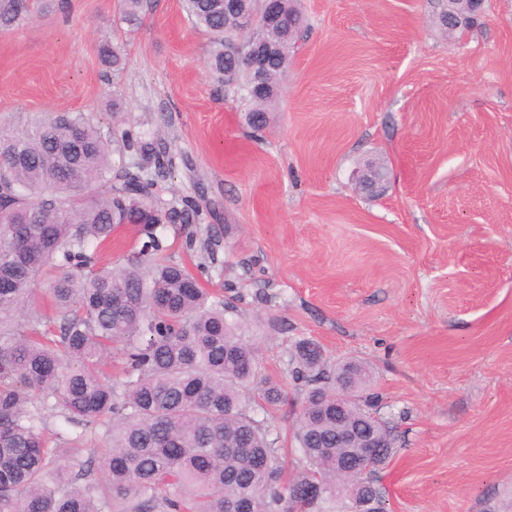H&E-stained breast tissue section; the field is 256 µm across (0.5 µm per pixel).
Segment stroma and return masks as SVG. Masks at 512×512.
<instances>
[{
	"label": "stroma",
	"mask_w": 512,
	"mask_h": 512,
	"mask_svg": "<svg viewBox=\"0 0 512 512\" xmlns=\"http://www.w3.org/2000/svg\"><path fill=\"white\" fill-rule=\"evenodd\" d=\"M0 31V123L86 112L179 158L157 204L212 201L203 285L238 298L289 462L292 340L373 369L398 426L388 512H482L512 492V0L444 31L436 0H301L305 23L263 130L214 80L180 0H39ZM123 49L115 72L101 40ZM120 110H113V102ZM390 169L361 187L368 163Z\"/></svg>",
	"instance_id": "35a3bbf8"
}]
</instances>
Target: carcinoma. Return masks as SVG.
Segmentation results:
<instances>
[{
  "label": "carcinoma",
  "mask_w": 512,
  "mask_h": 512,
  "mask_svg": "<svg viewBox=\"0 0 512 512\" xmlns=\"http://www.w3.org/2000/svg\"><path fill=\"white\" fill-rule=\"evenodd\" d=\"M144 0H120L136 26ZM293 0L291 25L260 38L290 53L304 17ZM212 35L211 72L224 80L237 42L245 43L224 0H182ZM32 15L27 0H0V29ZM287 66L267 69L270 92L252 101L247 122L260 130ZM125 149L149 165L114 168L109 143L82 112H56L23 129L0 126V512H354L336 497L337 464L352 457L347 429L365 423L384 443L363 453L361 480L375 512H387L376 480L396 452L390 422H372L377 397L361 362L326 360L318 344L288 348V379L302 396L295 440L298 473L267 418L283 399L260 375L258 347L243 334L235 305L203 288L195 269L164 257L162 224H202L195 198L172 211L156 205L157 179L172 175L165 147L121 132ZM120 224L141 238L123 266H95ZM49 264L59 275L47 294L53 314L32 302ZM348 380L357 400L336 422L332 387ZM63 422L100 430L102 447L48 448L46 419L32 396ZM321 478V488L312 483Z\"/></svg>",
  "instance_id": "1"
}]
</instances>
